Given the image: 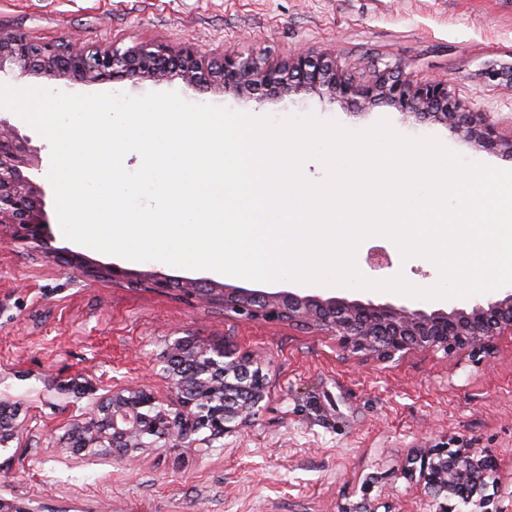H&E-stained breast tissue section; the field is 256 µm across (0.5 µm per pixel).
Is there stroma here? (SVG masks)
Segmentation results:
<instances>
[{
    "label": "stroma",
    "instance_id": "obj_1",
    "mask_svg": "<svg viewBox=\"0 0 512 512\" xmlns=\"http://www.w3.org/2000/svg\"><path fill=\"white\" fill-rule=\"evenodd\" d=\"M0 30L37 43L131 47L195 44L214 54L264 53L273 64L294 52H335L361 77L360 62L402 65L419 79L450 81L456 95L493 113L512 132V89L479 78L487 62L512 53V0H0ZM16 87L71 94L141 96L174 91L191 103L282 118L316 113L362 129L389 118L402 134L438 136L468 159L512 169V157L459 138L448 125L418 122L393 106L366 107L313 93L255 102L231 91L187 89L181 81L135 84L125 78L84 85L29 76ZM57 248L89 263L177 280L246 287L211 270L135 262L66 239ZM0 227V400L19 410L22 432L0 456V496L52 512H336L375 480L393 512H427L408 459L431 445L486 448L498 464L501 505L512 512V337L487 352H427L380 362L340 351L332 337L255 322L180 290L157 293L87 277L63 258L15 247ZM391 267L427 287L437 270L422 257L402 260L389 239ZM186 336L260 357L267 396L241 432L206 447L160 445L132 463L67 446L75 420L89 416L113 387L139 384L163 403L175 395L162 368L169 345Z\"/></svg>",
    "mask_w": 512,
    "mask_h": 512
}]
</instances>
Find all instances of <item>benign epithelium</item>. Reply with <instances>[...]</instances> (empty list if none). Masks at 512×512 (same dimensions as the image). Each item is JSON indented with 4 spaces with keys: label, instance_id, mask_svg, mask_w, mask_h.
Returning a JSON list of instances; mask_svg holds the SVG:
<instances>
[{
    "label": "benign epithelium",
    "instance_id": "obj_1",
    "mask_svg": "<svg viewBox=\"0 0 512 512\" xmlns=\"http://www.w3.org/2000/svg\"><path fill=\"white\" fill-rule=\"evenodd\" d=\"M37 76L75 80L85 85L117 75L137 84L179 80L190 88L217 86L261 102L281 87L294 92L330 94L369 104L385 101L404 114L433 119L468 142L501 149L512 156V135L504 137L490 113L457 98L450 82L417 79L390 64L371 63L362 79L347 75L337 59L313 51L296 53L285 66H273L260 54L226 51L212 56L188 43L177 48L153 43L88 49L70 42L36 44L0 31V77ZM480 75L495 86L512 88V59L487 63ZM45 191L37 150L0 114V224L11 228L13 242L54 256ZM88 276L122 279L133 288L166 292L180 285L203 292L211 304L252 321L286 322L336 338L345 352L388 362L407 355L443 350L486 351L501 336H512V285L461 303L376 302L340 292L300 294L224 286L198 289L163 274L139 275L117 266L88 265ZM163 373L175 392L176 406L164 407L147 389L112 388L89 421L70 435L76 451H103L125 461L164 441L190 447L210 445L245 428L266 397L267 378L260 363L233 357L222 345L179 338L168 348ZM19 431L18 415L0 401V453L11 450ZM495 457L481 448H450L441 442L411 459L410 476L430 500V512H448L454 500L460 512H505L498 505ZM365 484L360 501L337 512H379Z\"/></svg>",
    "mask_w": 512,
    "mask_h": 512
}]
</instances>
